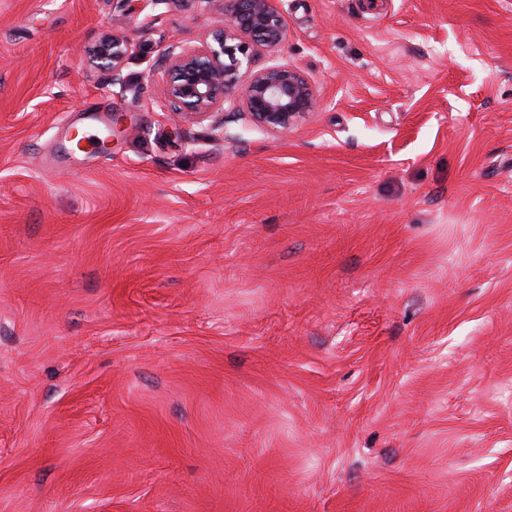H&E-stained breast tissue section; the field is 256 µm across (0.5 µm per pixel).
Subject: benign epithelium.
I'll return each instance as SVG.
<instances>
[{
	"instance_id": "benign-epithelium-1",
	"label": "benign epithelium",
	"mask_w": 512,
	"mask_h": 512,
	"mask_svg": "<svg viewBox=\"0 0 512 512\" xmlns=\"http://www.w3.org/2000/svg\"><path fill=\"white\" fill-rule=\"evenodd\" d=\"M224 25L197 46L171 44L163 49L166 98L173 115L196 119L226 102L237 104L252 126L272 136L292 131L314 106L308 80L294 66H254L253 50L274 48L287 33L275 0H220ZM131 44L106 34L88 51L95 67L112 84L123 85Z\"/></svg>"
}]
</instances>
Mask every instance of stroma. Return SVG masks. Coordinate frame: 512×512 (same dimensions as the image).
Instances as JSON below:
<instances>
[{
    "instance_id": "stroma-1",
    "label": "stroma",
    "mask_w": 512,
    "mask_h": 512,
    "mask_svg": "<svg viewBox=\"0 0 512 512\" xmlns=\"http://www.w3.org/2000/svg\"><path fill=\"white\" fill-rule=\"evenodd\" d=\"M275 4L282 137L169 109L214 0H0V512H512V0ZM132 51L131 44L115 34H106L88 51V57L95 67L107 74L112 85H123L124 62Z\"/></svg>"
}]
</instances>
